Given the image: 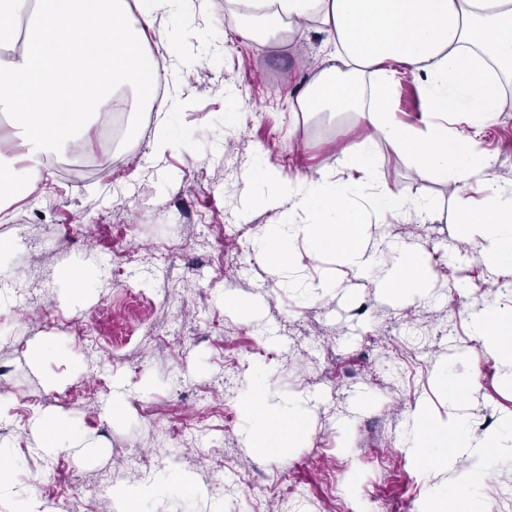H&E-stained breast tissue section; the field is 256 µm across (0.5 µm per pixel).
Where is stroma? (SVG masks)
<instances>
[{
    "label": "stroma",
    "instance_id": "35a3bbf8",
    "mask_svg": "<svg viewBox=\"0 0 512 512\" xmlns=\"http://www.w3.org/2000/svg\"><path fill=\"white\" fill-rule=\"evenodd\" d=\"M232 9L230 0H180L156 17L151 50L184 74L166 116L171 150H153V111L127 115L129 137L104 161L66 149L45 195L19 201L27 222L0 223V240L13 244L0 258L14 285L0 290V398L7 402L0 445L21 461L14 503L36 489L45 512H71L70 484L93 485L108 471L113 487L133 489L175 471L188 478L191 495L159 493L150 512H372L377 499L393 512H421L430 486L454 482V471L420 469L405 445L410 416L419 408L440 418L453 413L437 374L461 379L483 364L470 315L491 299L512 310V295L495 291L512 273L475 256L459 261L468 250L456 222L459 186L424 177L383 145L376 181L437 213L365 224L361 238L369 247L385 238L439 251L428 299L387 294L303 236L290 248L310 292L273 273L254 239L310 218L270 210V187L253 181V172L347 179L341 152L364 131L350 113L288 108L327 52L317 23L283 44L246 39ZM474 149L495 155L498 181L512 182V105L481 129ZM73 265L94 277L77 299L66 298L62 280ZM19 289L37 301L20 315L13 311ZM446 324L452 333L439 335ZM37 346L47 352L35 361ZM115 349L124 356L118 364L108 357ZM254 363L268 368L275 403L310 396L313 434L302 446L274 456L246 447L240 392ZM117 393L126 405L116 417ZM146 402L162 412L161 424L197 421L206 438L161 455L159 424L140 413ZM462 410L471 439L494 433L500 447L512 448V433L499 427L512 410L511 376L492 367ZM37 411L65 414L81 446L34 451ZM134 452L157 461L128 468ZM239 477L260 481L267 493L246 498ZM285 481L305 488V498L281 502L274 489ZM479 501L486 512H512V458L501 457Z\"/></svg>",
    "mask_w": 512,
    "mask_h": 512
}]
</instances>
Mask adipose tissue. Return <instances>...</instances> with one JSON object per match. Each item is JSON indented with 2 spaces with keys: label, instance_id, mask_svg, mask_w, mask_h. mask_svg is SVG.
I'll list each match as a JSON object with an SVG mask.
<instances>
[{
  "label": "adipose tissue",
  "instance_id": "adipose-tissue-1",
  "mask_svg": "<svg viewBox=\"0 0 512 512\" xmlns=\"http://www.w3.org/2000/svg\"><path fill=\"white\" fill-rule=\"evenodd\" d=\"M170 0H0V45L24 33L21 48H0V112L10 118V134L0 135V211L43 193L51 161L69 145L91 147L97 122L115 108L116 94H134L129 111L145 106L168 111L172 96L156 98L158 83L177 81L146 48L155 14ZM240 34H292L316 21L333 50L309 83L289 100L291 111L355 115L365 129L362 141L343 149L346 169L359 179L317 185L295 176L272 180L271 208L289 205L311 213L308 224L261 234L256 250L272 270L289 274L303 287L289 241L305 236L316 250L344 265L376 275L391 295L423 298L428 264L410 246L381 241L394 264L378 270L359 238V226L383 222L427 205L412 202L373 179L372 147L384 142L422 173L462 190H480L479 203L459 210L469 227L467 241L479 257H493L512 271V183H499L495 159L472 150L475 133L454 125L455 117L500 112L506 83L512 82V0H233ZM422 87L427 109L421 125L396 119L393 86L397 74ZM472 336L498 366L512 372V314L488 302L471 316ZM268 373L249 371L242 393L250 426L246 445L271 455L307 441L312 430L306 398L286 405L271 402ZM33 447L69 448L79 439L71 421L59 414L31 418ZM464 414L447 420L417 413L407 445L422 470H448L459 456L467 467L452 488L434 486L426 512H448L456 496L482 486L498 452L492 439L472 443Z\"/></svg>",
  "mask_w": 512,
  "mask_h": 512
}]
</instances>
